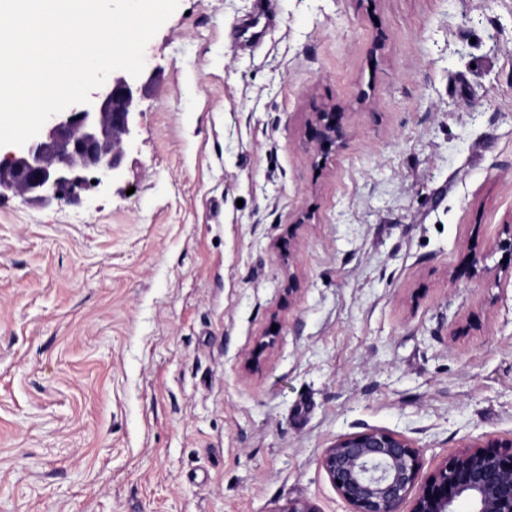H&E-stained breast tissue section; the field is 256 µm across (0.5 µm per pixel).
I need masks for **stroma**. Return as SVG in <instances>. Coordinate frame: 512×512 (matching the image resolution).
I'll return each mask as SVG.
<instances>
[{
    "label": "stroma",
    "mask_w": 512,
    "mask_h": 512,
    "mask_svg": "<svg viewBox=\"0 0 512 512\" xmlns=\"http://www.w3.org/2000/svg\"><path fill=\"white\" fill-rule=\"evenodd\" d=\"M256 5L179 0L121 184L0 198V512H342L340 436H512V273L448 281L512 215V0ZM334 121V124H331ZM347 114L337 112L335 105L323 106L318 112H309L304 134L319 150L340 147L346 135ZM328 143V146H325Z\"/></svg>",
    "instance_id": "1"
}]
</instances>
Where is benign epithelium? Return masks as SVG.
Returning <instances> with one entry per match:
<instances>
[{
	"mask_svg": "<svg viewBox=\"0 0 512 512\" xmlns=\"http://www.w3.org/2000/svg\"><path fill=\"white\" fill-rule=\"evenodd\" d=\"M153 81L152 74L134 77L116 70L91 92L90 102L51 116L36 137L0 153V197L12 194L41 206L70 204L80 201L82 190L119 181L134 115ZM346 121V113L326 105L308 113L304 134L319 150L336 148L345 139ZM504 233L494 249L507 255L501 264L506 270L512 265L511 224H504ZM489 274L474 253L448 280ZM272 344L273 337H261L246 368L258 370ZM425 464L423 449L379 429L337 438L320 460L345 512H456L459 501L470 504L469 512H512V437L479 438L427 472Z\"/></svg>",
	"mask_w": 512,
	"mask_h": 512,
	"instance_id": "1",
	"label": "benign epithelium"
}]
</instances>
